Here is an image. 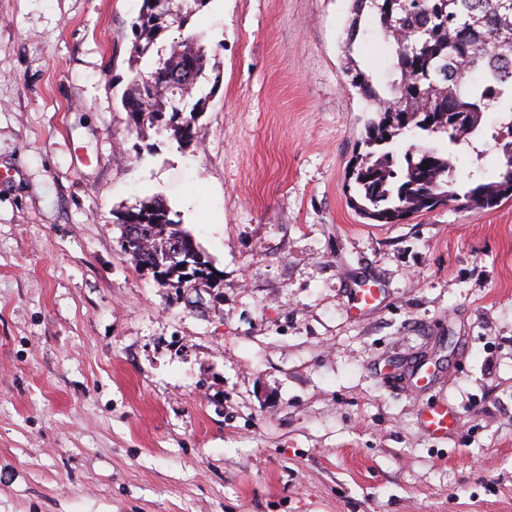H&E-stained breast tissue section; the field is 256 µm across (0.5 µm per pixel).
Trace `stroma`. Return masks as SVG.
<instances>
[{
    "instance_id": "stroma-1",
    "label": "stroma",
    "mask_w": 512,
    "mask_h": 512,
    "mask_svg": "<svg viewBox=\"0 0 512 512\" xmlns=\"http://www.w3.org/2000/svg\"><path fill=\"white\" fill-rule=\"evenodd\" d=\"M141 3L0 0V512H512V199L348 206L350 0H207L192 143L138 137ZM497 120L459 183L500 165ZM154 197L216 287L120 251ZM450 419L448 408L446 407L429 409L422 414L423 423L431 434L448 432Z\"/></svg>"
}]
</instances>
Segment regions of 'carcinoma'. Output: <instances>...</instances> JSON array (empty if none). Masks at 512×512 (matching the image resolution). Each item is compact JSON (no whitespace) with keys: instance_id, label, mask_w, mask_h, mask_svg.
Instances as JSON below:
<instances>
[{"instance_id":"carcinoma-1","label":"carcinoma","mask_w":512,"mask_h":512,"mask_svg":"<svg viewBox=\"0 0 512 512\" xmlns=\"http://www.w3.org/2000/svg\"><path fill=\"white\" fill-rule=\"evenodd\" d=\"M207 0H185L175 15L142 0L132 24L130 57L137 68L122 97L128 128L142 134L162 130L166 114L194 96L206 75L209 58L189 34L174 39L161 52L160 37L172 27L184 31ZM344 73L366 102L361 136L363 151L349 162L345 192L351 209L369 224H399L405 215L445 207L457 201L469 210L492 209L512 198V0H351ZM368 18L370 27L361 26ZM381 36L392 53L393 79L380 85L371 70L353 57L357 40L368 33ZM196 71V80L178 89L174 73ZM197 100L173 137L184 146L194 140ZM488 111L501 115L493 134L501 154L497 177L483 176L457 185L454 153L458 145L481 133ZM408 148L396 149L402 139ZM123 224H144L146 244L121 243L136 265L164 262L180 243L184 258L195 262L199 246L191 234L170 218L168 205L153 198L121 215ZM159 284L184 288L172 267L159 272Z\"/></svg>"}]
</instances>
